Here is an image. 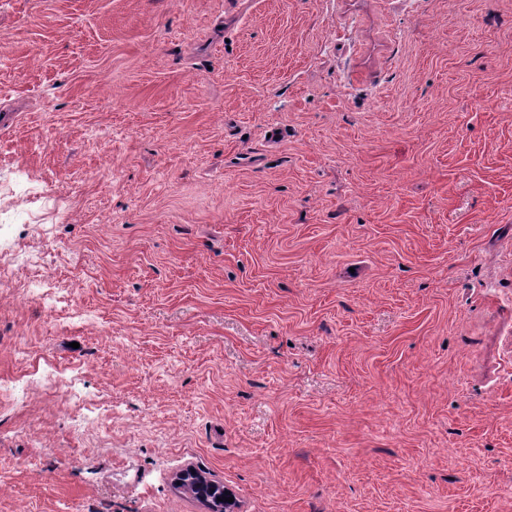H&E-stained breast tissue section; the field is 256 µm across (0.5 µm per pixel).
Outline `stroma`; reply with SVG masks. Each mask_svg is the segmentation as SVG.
Segmentation results:
<instances>
[{
	"mask_svg": "<svg viewBox=\"0 0 512 512\" xmlns=\"http://www.w3.org/2000/svg\"><path fill=\"white\" fill-rule=\"evenodd\" d=\"M0 179V512H512V0H0ZM177 481H180L181 488H184L188 492L192 493L195 497L199 498L201 501L206 503L209 511L211 512H236L238 511V503L234 497V495L224 487L223 484H220L213 480H208L202 475H200L195 469L187 468L181 471L176 478ZM209 486V493L211 496L207 497L205 495L195 493V490L200 487ZM217 490L216 492H214ZM217 497L221 498V501L217 500ZM223 497H232L234 498L233 502H226L223 500Z\"/></svg>",
	"mask_w": 512,
	"mask_h": 512,
	"instance_id": "obj_1",
	"label": "stroma"
}]
</instances>
